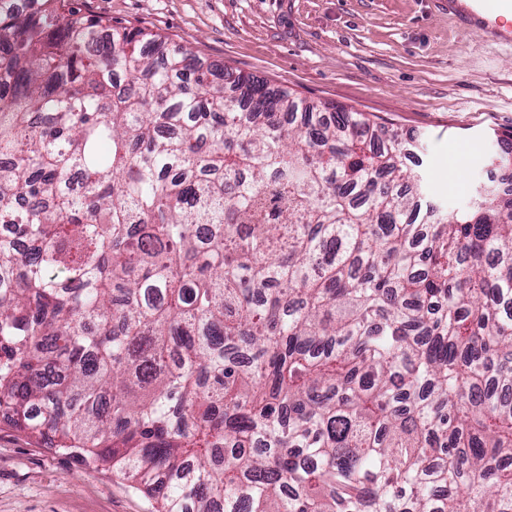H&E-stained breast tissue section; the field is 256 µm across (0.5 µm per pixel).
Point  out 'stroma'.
<instances>
[{
	"instance_id": "35a3bbf8",
	"label": "stroma",
	"mask_w": 512,
	"mask_h": 512,
	"mask_svg": "<svg viewBox=\"0 0 512 512\" xmlns=\"http://www.w3.org/2000/svg\"><path fill=\"white\" fill-rule=\"evenodd\" d=\"M86 14L186 44L208 64L400 134H422L428 197L454 208L512 136V45L449 16L444 0H75ZM110 465L84 467L0 413V512H157Z\"/></svg>"
}]
</instances>
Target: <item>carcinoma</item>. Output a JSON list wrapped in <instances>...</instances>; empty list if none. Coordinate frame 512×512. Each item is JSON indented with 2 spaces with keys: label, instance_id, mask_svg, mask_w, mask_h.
<instances>
[{
  "label": "carcinoma",
  "instance_id": "carcinoma-1",
  "mask_svg": "<svg viewBox=\"0 0 512 512\" xmlns=\"http://www.w3.org/2000/svg\"><path fill=\"white\" fill-rule=\"evenodd\" d=\"M0 0V411L159 512H512V142L450 210L364 113Z\"/></svg>",
  "mask_w": 512,
  "mask_h": 512
}]
</instances>
